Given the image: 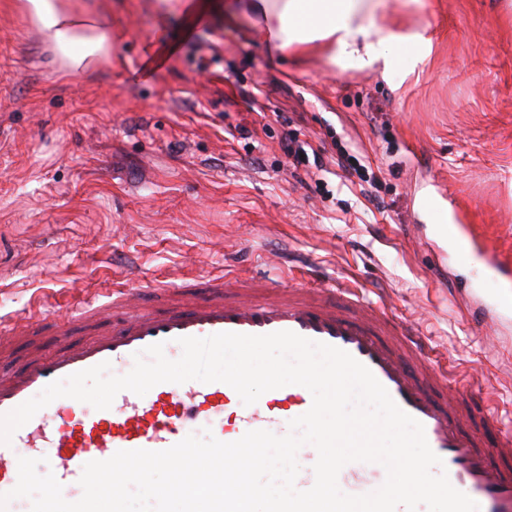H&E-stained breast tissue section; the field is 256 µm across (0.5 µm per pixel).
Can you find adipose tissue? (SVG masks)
I'll use <instances>...</instances> for the list:
<instances>
[{
  "mask_svg": "<svg viewBox=\"0 0 512 512\" xmlns=\"http://www.w3.org/2000/svg\"><path fill=\"white\" fill-rule=\"evenodd\" d=\"M226 21L252 19L254 35L299 55L316 50L339 72L413 73L432 53L429 24L392 26L383 0H220ZM21 10L70 72L109 57L112 28L72 0H20Z\"/></svg>",
  "mask_w": 512,
  "mask_h": 512,
  "instance_id": "obj_1",
  "label": "adipose tissue"
}]
</instances>
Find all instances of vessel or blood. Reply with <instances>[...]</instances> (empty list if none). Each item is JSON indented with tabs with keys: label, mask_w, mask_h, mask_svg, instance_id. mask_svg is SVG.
<instances>
[{
	"label": "vessel or blood",
	"mask_w": 512,
	"mask_h": 512,
	"mask_svg": "<svg viewBox=\"0 0 512 512\" xmlns=\"http://www.w3.org/2000/svg\"><path fill=\"white\" fill-rule=\"evenodd\" d=\"M443 238L461 261L512 283V263L489 255L469 228L448 224ZM53 349H33L16 371L0 375V414L41 392L49 383L101 362L129 367L134 355L155 343L173 347L181 337L221 332L264 335L291 331L338 347L367 366L396 404L424 427L451 485L482 506V512H512V430L501 427L488 402L472 392L449 402L448 371L412 325L396 321L385 302H370L343 282L293 286L283 280L215 278L203 284L143 281L88 292L61 317L49 318ZM91 338L74 335L83 325ZM305 389L291 385L267 391L260 407L240 409L236 391L222 382L161 383L146 396L120 392L110 409L86 412L82 402H51L0 444V493L18 480V460L39 457L42 472H53L63 496L76 501L83 467L120 450L161 451L186 436V425L204 414L213 436L233 442L252 430L277 435L310 405ZM234 412L226 424V412ZM297 489L312 487L317 452L300 449ZM386 478L379 464L353 462L339 473L348 494L371 492Z\"/></svg>",
	"instance_id": "obj_1"
}]
</instances>
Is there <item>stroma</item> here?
Wrapping results in <instances>:
<instances>
[{
	"instance_id": "1",
	"label": "stroma",
	"mask_w": 512,
	"mask_h": 512,
	"mask_svg": "<svg viewBox=\"0 0 512 512\" xmlns=\"http://www.w3.org/2000/svg\"><path fill=\"white\" fill-rule=\"evenodd\" d=\"M385 0L429 20L423 71L337 73L248 26L154 0H92L109 61L72 75L0 0V322L52 315L128 277L272 278L310 260L415 324L453 378L512 427V321L476 325L504 282L440 266L439 210L512 256V0ZM318 151L292 176L282 135ZM370 164L350 179L339 148Z\"/></svg>"
}]
</instances>
